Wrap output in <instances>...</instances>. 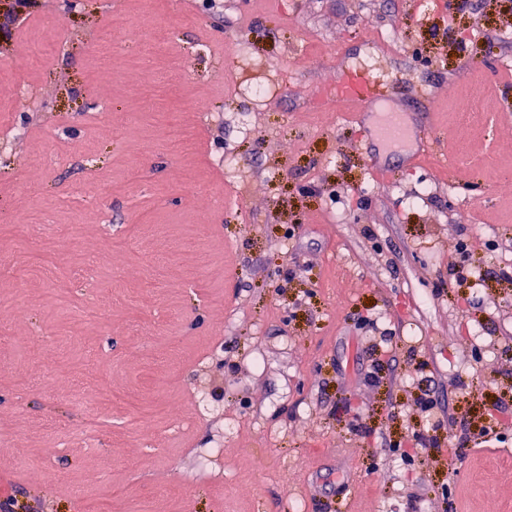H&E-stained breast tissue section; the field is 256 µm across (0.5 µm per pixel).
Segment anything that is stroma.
I'll list each match as a JSON object with an SVG mask.
<instances>
[{
  "mask_svg": "<svg viewBox=\"0 0 512 512\" xmlns=\"http://www.w3.org/2000/svg\"><path fill=\"white\" fill-rule=\"evenodd\" d=\"M433 2L0 0V501L512 512V0ZM129 22L147 46L104 60ZM350 69L382 111L432 107L423 165L406 143L376 178L358 123L315 108ZM489 419L498 440L449 457Z\"/></svg>",
  "mask_w": 512,
  "mask_h": 512,
  "instance_id": "obj_1",
  "label": "stroma"
}]
</instances>
